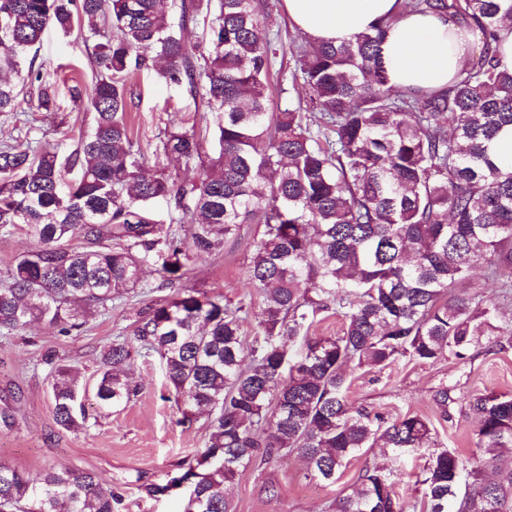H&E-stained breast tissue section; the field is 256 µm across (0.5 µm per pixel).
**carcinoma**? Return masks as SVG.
<instances>
[{"label": "carcinoma", "mask_w": 512, "mask_h": 512, "mask_svg": "<svg viewBox=\"0 0 512 512\" xmlns=\"http://www.w3.org/2000/svg\"><path fill=\"white\" fill-rule=\"evenodd\" d=\"M161 3L0 0V112L18 111L12 77L23 73L38 84L29 108L49 109L51 86L30 55L48 30L78 23L95 38L102 17L112 28L95 44L93 124L76 148L64 158L54 147H0V232L31 242L0 278V329L23 333L38 319L68 335L137 288L157 257L158 287L173 294L141 313L134 340L104 347L95 400L108 411L137 396L128 370L140 349L159 355L182 423L209 410L204 448L171 477L190 486L183 512H231L226 485L283 454L334 482L364 448L431 446L432 425L418 415L384 421L354 408L347 369L463 360L503 331L497 303L463 285L481 268L512 289V163L494 152L512 128V71L496 56L512 0H402L404 13H447L481 36L445 91L389 85L380 21L352 41L298 47L293 77L306 96L277 112L267 106L268 3L170 0L178 25ZM201 13L207 52L195 57L182 31ZM153 68L214 114L218 156L194 181L146 175L128 128L126 76ZM158 149L187 165L204 152L186 130L165 131ZM159 198L181 210L180 229L146 216ZM243 224L261 227L246 271L262 296L256 311L181 286ZM330 310L341 334L308 335ZM50 375L56 423L83 428L77 375L60 364ZM466 406L478 451L499 464L487 478L452 449L432 452L427 512H512V395L484 391ZM358 480L334 512H404L390 468ZM121 502L91 472L48 467L34 480L0 462V512H117Z\"/></svg>", "instance_id": "cac0c4a2"}]
</instances>
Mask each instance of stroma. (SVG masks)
Here are the masks:
<instances>
[{
  "mask_svg": "<svg viewBox=\"0 0 512 512\" xmlns=\"http://www.w3.org/2000/svg\"><path fill=\"white\" fill-rule=\"evenodd\" d=\"M268 33L276 50L270 76L268 108L278 111L297 100L304 89L293 80L295 59L289 48L299 33L283 7V0H270ZM94 41L82 28L70 34L49 32L36 61L50 76L55 102L51 110L0 113V144L39 150L59 146L70 153L92 120L85 99L95 79L92 63ZM131 103L126 114L131 135L142 148L147 170L162 169L186 181L198 177L201 164L185 165L156 153L164 130L205 132L212 117L201 102L185 90L167 86L154 74L143 72L127 81ZM253 225H244L240 237L228 239L221 254L197 263L183 280L186 288L224 295L231 302L251 300L260 305L258 291L249 284L246 268L252 254ZM159 276L146 265L139 286L114 300L107 309H95L85 326L70 335L39 321L31 322L25 334L0 331V461L38 477L49 466L93 471L108 480L123 498L122 512H183L185 492L172 491L150 498L142 487L166 483L176 466L193 457L206 442V414H199L190 428L180 425V414L166 399V380L158 354L136 358L129 369L140 393L127 405L99 411L93 394L99 374L102 348L116 336H132L140 311L157 298ZM55 355L71 366L87 388L86 429L60 427L54 418L46 355ZM350 401L381 418L405 414L429 419L438 446L459 452L472 460L476 420L465 400L486 390L512 395V335L499 337L493 351L472 353L429 365L406 358L385 368L352 370ZM453 388L457 401L448 415H441L433 394L438 387ZM428 450L395 455L380 447L358 453L341 477L328 484L305 476L297 454L280 456L269 465L243 471L227 489L234 512H331L336 498L351 493L362 470L388 463L406 512H424L422 470ZM276 486L270 496L268 486Z\"/></svg>",
  "mask_w": 512,
  "mask_h": 512,
  "instance_id": "1",
  "label": "stroma"
}]
</instances>
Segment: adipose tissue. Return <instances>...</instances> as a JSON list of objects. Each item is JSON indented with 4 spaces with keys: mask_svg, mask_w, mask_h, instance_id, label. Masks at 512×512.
I'll use <instances>...</instances> for the list:
<instances>
[{
    "mask_svg": "<svg viewBox=\"0 0 512 512\" xmlns=\"http://www.w3.org/2000/svg\"><path fill=\"white\" fill-rule=\"evenodd\" d=\"M297 29L312 43L353 40L388 21L381 55L391 85L423 92L448 87L469 63L476 37L440 13L399 14L397 0H283Z\"/></svg>",
    "mask_w": 512,
    "mask_h": 512,
    "instance_id": "obj_1",
    "label": "adipose tissue"
}]
</instances>
